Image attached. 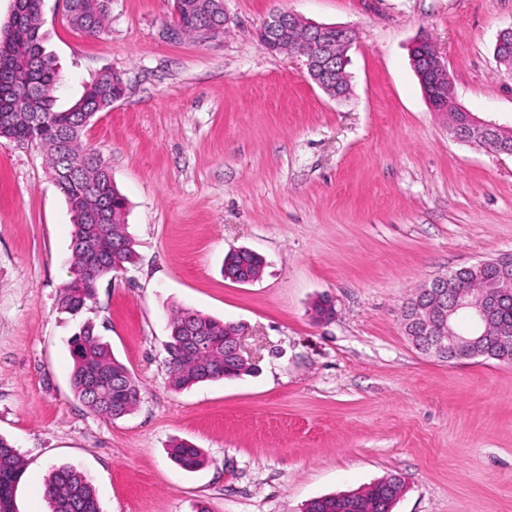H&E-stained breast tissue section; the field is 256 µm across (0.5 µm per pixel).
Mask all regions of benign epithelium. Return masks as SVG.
<instances>
[{
  "instance_id": "benign-epithelium-1",
  "label": "benign epithelium",
  "mask_w": 512,
  "mask_h": 512,
  "mask_svg": "<svg viewBox=\"0 0 512 512\" xmlns=\"http://www.w3.org/2000/svg\"><path fill=\"white\" fill-rule=\"evenodd\" d=\"M302 25L314 32L313 38L298 44L288 37V27ZM336 33L346 52L354 45L353 29L341 25H319L304 20L290 10L272 12L260 25L258 37L266 48L275 53H287L300 59L306 72L313 78L326 68L333 56L329 35ZM413 50L422 51L433 83L438 88H448L451 76L448 64L437 48L427 40H420ZM469 134L472 139L486 140L500 129V125L467 114ZM458 293L448 295V289ZM512 292V255L498 257V274L478 288H462L456 272L437 277L420 288V298L409 300L404 309L405 324L410 326V342L420 353L442 362L452 361L461 354L466 359L479 356L484 342L512 340V323L501 319L498 310L502 297Z\"/></svg>"
}]
</instances>
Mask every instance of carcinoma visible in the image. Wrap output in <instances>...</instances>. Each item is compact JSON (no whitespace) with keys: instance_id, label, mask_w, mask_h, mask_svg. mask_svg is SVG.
Here are the masks:
<instances>
[{"instance_id":"cac0c4a2","label":"carcinoma","mask_w":512,"mask_h":512,"mask_svg":"<svg viewBox=\"0 0 512 512\" xmlns=\"http://www.w3.org/2000/svg\"><path fill=\"white\" fill-rule=\"evenodd\" d=\"M43 0H24L25 15L14 32L0 35V138L34 142L46 156L53 181L73 213L71 276L57 294L61 310L77 315L96 295L106 276L136 263L134 242L126 224L112 223L128 210V201L101 164L98 155L82 143L84 115L105 109L123 95L109 75H99L68 109H55L58 71L54 59L42 46L40 28ZM68 23L87 36H98L104 27L106 9L101 0H69ZM194 12L180 11L171 17L188 37L198 27L224 20V0H196ZM336 64L333 86L347 95L341 48H334ZM262 259L248 250L230 251L223 272L237 279L256 275ZM167 354L169 383L175 390L204 382L237 378L254 370L249 361H236L225 346L238 326L214 319L190 308L172 312ZM209 339V348L194 357H184L188 342ZM70 385L75 397L93 412L119 419L131 414L140 401V387L128 367L119 361L108 343L83 324L70 342ZM171 461L185 471H196L206 462L201 449L188 441H176L169 451ZM24 460L8 440L0 437V512H16L15 492ZM404 481L389 476L362 490L331 495L307 504L305 512H392ZM51 512H100L93 484L86 474L70 466L52 470L45 484Z\"/></svg>"}]
</instances>
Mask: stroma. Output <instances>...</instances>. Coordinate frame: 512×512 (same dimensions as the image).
<instances>
[{"label":"stroma","mask_w":512,"mask_h":512,"mask_svg":"<svg viewBox=\"0 0 512 512\" xmlns=\"http://www.w3.org/2000/svg\"><path fill=\"white\" fill-rule=\"evenodd\" d=\"M223 36H159L171 0H110L89 37L44 0L58 108L103 69L124 96L83 134L129 201L137 262L82 314L57 307L72 216L40 147L0 138V436L25 470L17 512H49L52 468L86 473L101 512H303L315 497L401 475L394 512H512V363L417 351L404 303L425 281L512 253V155L455 138L413 70L433 42L457 103L512 128V70L494 56L512 0H224ZM288 9L357 36L351 93L327 96L256 30ZM264 259L226 280V253ZM332 300L320 325L311 307ZM239 325L254 373L173 390V309ZM141 387L119 419L70 387L84 321ZM202 448L196 472L172 440ZM168 454L171 461L185 471H196L206 462L201 448L188 441L173 442Z\"/></svg>","instance_id":"obj_1"}]
</instances>
